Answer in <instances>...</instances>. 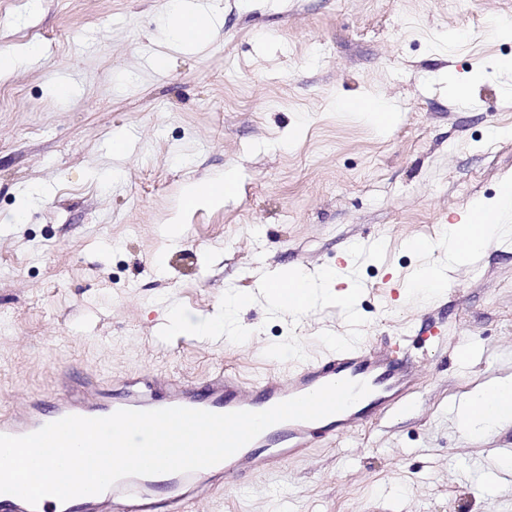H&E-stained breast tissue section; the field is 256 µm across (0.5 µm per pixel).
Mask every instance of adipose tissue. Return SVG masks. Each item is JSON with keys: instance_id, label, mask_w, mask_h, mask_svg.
I'll list each match as a JSON object with an SVG mask.
<instances>
[{"instance_id": "obj_1", "label": "adipose tissue", "mask_w": 512, "mask_h": 512, "mask_svg": "<svg viewBox=\"0 0 512 512\" xmlns=\"http://www.w3.org/2000/svg\"><path fill=\"white\" fill-rule=\"evenodd\" d=\"M172 9L164 31L180 46L190 45L192 39H205L215 27V16L195 0H171ZM237 181L234 169L200 186L186 183L182 197L189 209L222 204ZM512 232V175L502 177L499 192L492 206L477 202L470 214L447 227L443 247L450 263H466L473 253L483 250L490 240ZM341 269L327 266L312 272L291 271L288 275L272 276L264 284L267 300L283 307L285 300L296 302L299 310H307L313 303L330 305L342 298L355 302L358 290L341 288ZM462 419L477 425L479 434L486 435L504 424L512 423V376L495 377L478 385L460 408Z\"/></svg>"}]
</instances>
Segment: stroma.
<instances>
[{"label": "stroma", "instance_id": "stroma-1", "mask_svg": "<svg viewBox=\"0 0 512 512\" xmlns=\"http://www.w3.org/2000/svg\"><path fill=\"white\" fill-rule=\"evenodd\" d=\"M222 17L206 46L169 44V0H0V51L34 34L37 65L0 79V413L61 383L195 380L223 371L284 376L292 347L331 336L403 341L423 364L413 411L208 493L211 512H512V424L470 435L455 406L512 375V241L453 268L442 292L405 294L443 260L444 224L493 198L512 173V0H208ZM167 55L165 70L151 68ZM485 71L468 100L455 74ZM72 86L59 98L56 86ZM366 94L387 131L338 111ZM127 138L122 155L112 136ZM238 172L237 195L195 212L178 240L165 220L186 181ZM411 238L432 242L412 253ZM341 265L353 312L292 316L258 298L227 313L242 340L164 331L170 309L219 314L289 268ZM442 331L427 341V321ZM469 340L472 354L457 346ZM364 106L355 109L351 106L350 100H343L339 103L341 109H346L351 112H359L367 116V118L377 127H387L392 125L397 117V114L390 109H387L385 103L380 101L375 96H368L361 99Z\"/></svg>", "mask_w": 512, "mask_h": 512}]
</instances>
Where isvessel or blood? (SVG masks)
Instances as JSON below:
<instances>
[{"mask_svg":"<svg viewBox=\"0 0 512 512\" xmlns=\"http://www.w3.org/2000/svg\"><path fill=\"white\" fill-rule=\"evenodd\" d=\"M419 376L420 365L407 349L369 347L349 337L326 354L298 364L285 378L246 381L219 374L188 382L164 375L145 381L144 391L128 384L113 394L104 393L94 383L80 389L65 386L50 403L38 402L0 416V434L24 436L70 415L100 418L121 409L185 407L219 414L260 412L340 380L367 383L370 392L360 408L352 406L316 421L276 423L211 467L188 474L127 477L96 495L64 502L47 496L34 506L16 495L0 493V512H103L111 501L122 502L123 512H156L161 504L167 512H207L206 500L194 494L197 486L226 480L246 485L253 475L282 466L322 441L356 433L369 419L405 411Z\"/></svg>","mask_w":512,"mask_h":512,"instance_id":"obj_1","label":"vessel or blood"}]
</instances>
